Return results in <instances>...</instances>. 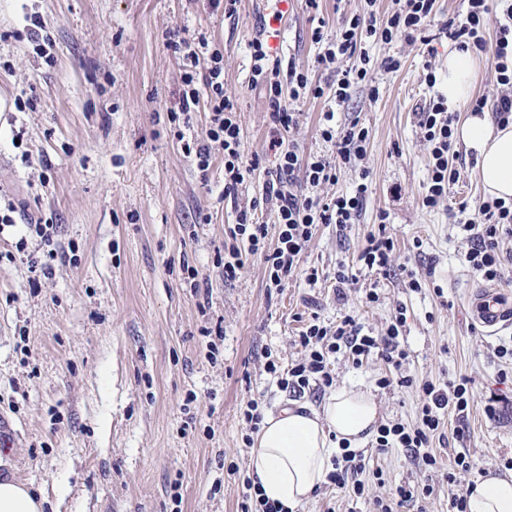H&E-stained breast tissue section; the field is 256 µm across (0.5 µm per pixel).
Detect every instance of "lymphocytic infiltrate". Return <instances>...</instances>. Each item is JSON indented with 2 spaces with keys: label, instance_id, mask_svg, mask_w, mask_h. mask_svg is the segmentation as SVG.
<instances>
[{
  "label": "lymphocytic infiltrate",
  "instance_id": "lymphocytic-infiltrate-1",
  "mask_svg": "<svg viewBox=\"0 0 512 512\" xmlns=\"http://www.w3.org/2000/svg\"><path fill=\"white\" fill-rule=\"evenodd\" d=\"M367 11L343 18L333 39H324L322 32H315V40H326L327 50L320 57L322 65L335 64L342 58H350L352 66L337 71L334 97L337 104H344L354 90L370 84L368 54L359 53V44L381 37L393 41L399 36L413 37L423 33L434 0H395L391 15L378 17L374 6L376 0H366ZM448 35L459 47L484 49L492 47L496 83L500 88L497 96L477 97L470 103L474 113L490 111L497 125L512 123V9L504 19L490 16L488 0H467L463 17L450 19L446 25ZM167 46L181 61L184 70L183 87L179 91L177 111L171 112L172 121L194 111L199 101H207L210 124L204 137L184 140L183 149L193 157L200 171H208L214 150L224 154L223 198L238 199L240 192L261 179L259 196L250 199L241 209L230 235L233 246L224 250V278L236 280L249 258L259 257L267 273L270 287L282 288L288 278L305 274L309 283L319 279L317 269H301L300 260L318 225L333 224L347 229L355 222L363 208L368 185L367 171H360L355 190L331 198H313L303 193V186L313 188L334 182L336 171L352 160L363 158L369 131L358 122L335 124L334 111L324 114L321 138L330 143L327 154L303 155L298 148L286 143L284 134L297 123L296 113L290 112L284 103L285 95H306L315 99L325 94L320 84L310 80L305 71H290L281 77L277 59L271 57L264 39L256 38L250 43L253 61L251 81L265 89L270 116L269 141L265 155H245L243 135L234 100L224 94L223 55L219 49L210 47L206 37L193 39L168 38ZM291 84V93H284V84ZM456 112L450 111L444 96H437L423 107L419 115L422 137L430 148L429 179L422 198L424 207H436L448 195V187L460 178V172L449 162L454 150ZM303 171L304 185H297L296 171ZM271 206L275 221L273 225L260 223L255 213L262 206ZM485 221L481 224H465L461 230L467 241L463 254L464 263L478 276L487 281L500 278L504 249V238L512 237V201L485 200L479 205ZM275 236V244H268V236ZM395 250V241L386 224H379L376 233L370 234L367 244L358 257L357 264L338 262L334 278L337 290L357 284L359 268L382 269L388 267ZM406 323L405 314L396 315L383 334L374 336L365 333L359 320L352 315L342 318L335 326L324 325L318 314H311L300 330L296 343L302 356L288 368H281L275 361H266L267 373L277 379L278 386L289 393L301 396L305 393H325L334 384L329 369L332 356L342 353L361 364L364 357L375 354L393 368H401L408 357L400 335ZM404 387H415L421 406L415 424L390 421L377 428L375 449L385 453L391 448L403 449L409 461L418 469L433 471L439 462L432 451V443L441 427V414L447 408L465 412L473 394L474 381L468 377L454 378L440 384L431 381L414 382L410 377L392 380L380 377L377 384L387 388L392 383ZM365 457L362 452L341 445L339 455L332 460V469L327 475L331 485L345 490L350 497L361 498L365 494Z\"/></svg>",
  "mask_w": 512,
  "mask_h": 512
}]
</instances>
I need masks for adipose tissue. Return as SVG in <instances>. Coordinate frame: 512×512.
Here are the masks:
<instances>
[{
    "mask_svg": "<svg viewBox=\"0 0 512 512\" xmlns=\"http://www.w3.org/2000/svg\"><path fill=\"white\" fill-rule=\"evenodd\" d=\"M478 66L476 50H449L448 79L442 89L449 104L472 95ZM457 135L475 151L486 193L512 199V124L501 128L474 115L458 127ZM378 414L370 395L346 388L317 408L291 405L266 414L249 456L252 482L263 497L295 512L325 482L339 442L358 446L373 431ZM466 512H512V472L483 478L469 488Z\"/></svg>",
    "mask_w": 512,
    "mask_h": 512,
    "instance_id": "ef3b65f1",
    "label": "adipose tissue"
}]
</instances>
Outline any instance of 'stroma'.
<instances>
[{"label":"stroma","instance_id":"obj_1","mask_svg":"<svg viewBox=\"0 0 512 512\" xmlns=\"http://www.w3.org/2000/svg\"><path fill=\"white\" fill-rule=\"evenodd\" d=\"M264 0H240L236 16L211 10L206 0H0V198L17 207L13 225L0 228V415L16 431V446L0 459V477L26 484L43 498V512H241L248 473L250 430L240 417L248 400L263 412L291 401L264 370L267 359L288 366L303 319L318 311L333 323L358 315L381 334L397 312L409 359L401 375L441 382L475 380L466 418L447 412L444 437L434 442L438 472L416 469L402 449H361L369 469L383 473L364 498L350 500L321 488L297 512H369L374 498L400 484H431L428 512H448L443 476L456 452L469 448L475 465L457 476L466 490L476 479L504 473L512 458V380L498 379L494 349L512 332L485 335L466 314L481 279L462 261L467 249L454 215L482 222L476 203L484 192L476 154L457 143L460 178L434 208L422 205L429 148L419 113L448 77L447 35L441 27L464 13L465 0H436L427 20L430 45L396 38L368 44L372 88H359L344 105L334 99L337 70L319 65L323 44L341 17L364 0H282L285 19L272 29ZM40 17L54 42V60L34 54L29 17ZM206 35L224 55V93L236 99L246 154L267 148L270 118L263 89L250 83L249 43L269 38L283 70L297 67L320 83L322 98L292 102L298 125L286 138L304 154H323L322 114L339 123L360 120L369 130L356 167L315 188L318 196L348 192L357 169L370 173L369 192L345 233L320 225L300 266L319 271L317 284L291 279L269 291L260 259L235 281L217 266L235 203L257 196L260 184L237 202L222 200L224 156L200 172L173 135L169 113L178 103L183 69L166 45L169 31ZM400 62L398 69L388 59ZM435 84H427L426 73ZM396 243L391 267L361 270L337 300L334 272L355 260L379 212ZM53 223L50 241L28 226ZM56 250L52 274L31 273L29 260ZM422 284L405 286L408 273ZM379 299L366 303V289ZM221 328L216 341L203 328ZM339 387L370 392L380 421L415 423V389L379 388L388 366L376 355L353 365L332 364ZM505 397L488 416L490 394ZM467 425L459 442L454 430Z\"/></svg>","mask_w":512,"mask_h":512}]
</instances>
